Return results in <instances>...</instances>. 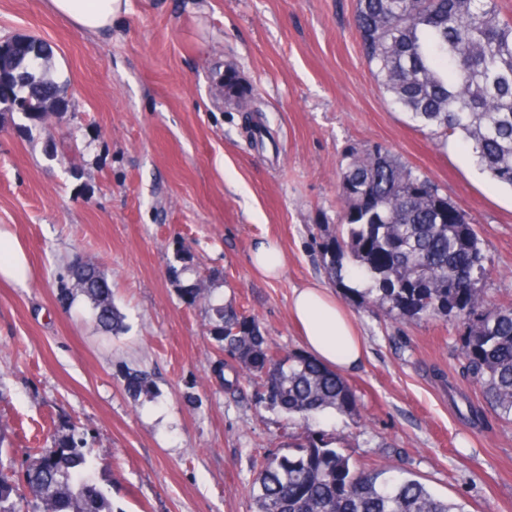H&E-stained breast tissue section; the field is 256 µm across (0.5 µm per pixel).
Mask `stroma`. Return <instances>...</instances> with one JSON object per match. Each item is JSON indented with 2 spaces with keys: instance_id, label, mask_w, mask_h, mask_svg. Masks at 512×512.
<instances>
[{
  "instance_id": "obj_1",
  "label": "stroma",
  "mask_w": 512,
  "mask_h": 512,
  "mask_svg": "<svg viewBox=\"0 0 512 512\" xmlns=\"http://www.w3.org/2000/svg\"><path fill=\"white\" fill-rule=\"evenodd\" d=\"M357 0H126L107 34L75 27L48 0H0V40L53 51L66 110L21 125L0 117V229L24 247L28 282L0 280V450L21 458L53 425L83 427L114 512H255L266 454L306 431L369 469H403L469 512H512V425L487 408L458 355L454 317L397 319L332 283L320 244L338 222V169L351 146L382 144L430 177L476 225L491 260L489 300H512V190L457 138L419 130L387 106L353 26ZM235 71L265 109L225 104ZM82 151L72 172L69 142ZM276 241L269 281L250 254ZM214 295L255 317L268 340L304 352L294 288L328 285L367 356L344 377L356 414L293 422L252 387L226 393L205 313L170 272L179 244ZM112 284L127 332L96 329L61 290L74 257ZM148 374L131 396L127 373ZM482 411L480 421L470 408Z\"/></svg>"
}]
</instances>
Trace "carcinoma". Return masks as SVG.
Instances as JSON below:
<instances>
[{
	"label": "carcinoma",
	"instance_id": "carcinoma-1",
	"mask_svg": "<svg viewBox=\"0 0 512 512\" xmlns=\"http://www.w3.org/2000/svg\"><path fill=\"white\" fill-rule=\"evenodd\" d=\"M353 25L386 102L447 138L459 136L474 164L512 188V16L500 0H358ZM50 51L19 35L0 45V112L39 122L60 110L64 87L49 77ZM238 107L258 111L253 93L224 78ZM339 172V231L320 245L336 282L399 318L455 315L467 334L460 355L488 407L512 424V302L492 303L480 283L489 257L475 225L439 186L383 145L350 149ZM66 296H82L106 332L125 329L112 288L95 266L74 260ZM217 273L180 286L203 307L224 358V390L250 378L260 402L290 418L358 412L349 383L317 359L283 354L255 319L215 301ZM366 284L364 290L355 287ZM20 466L0 459V512H114L91 474L97 460L70 423L50 444L28 448ZM28 494H19V486ZM255 512H468L405 471L362 468L322 436L264 457Z\"/></svg>",
	"mask_w": 512,
	"mask_h": 512
}]
</instances>
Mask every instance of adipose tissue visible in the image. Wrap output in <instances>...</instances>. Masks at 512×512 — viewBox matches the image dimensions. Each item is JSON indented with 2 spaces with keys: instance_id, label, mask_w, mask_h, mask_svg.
<instances>
[{
  "instance_id": "1",
  "label": "adipose tissue",
  "mask_w": 512,
  "mask_h": 512,
  "mask_svg": "<svg viewBox=\"0 0 512 512\" xmlns=\"http://www.w3.org/2000/svg\"><path fill=\"white\" fill-rule=\"evenodd\" d=\"M49 6L77 28L97 33L111 29L123 0H49ZM290 313L307 349L327 367L350 369L363 360L365 348L357 327L328 288L311 282L294 289Z\"/></svg>"
}]
</instances>
